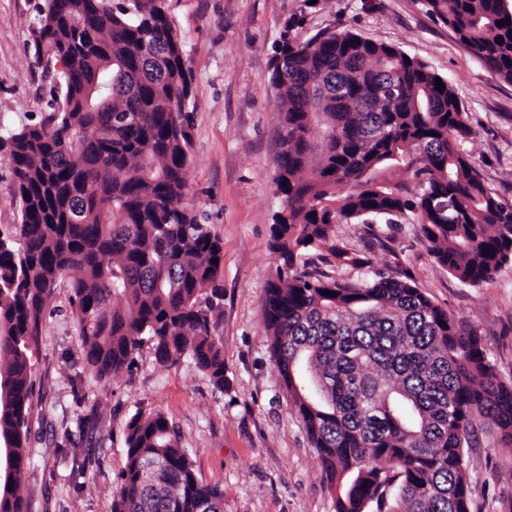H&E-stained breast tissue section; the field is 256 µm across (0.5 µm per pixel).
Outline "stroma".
<instances>
[{
    "instance_id": "stroma-1",
    "label": "stroma",
    "mask_w": 512,
    "mask_h": 512,
    "mask_svg": "<svg viewBox=\"0 0 512 512\" xmlns=\"http://www.w3.org/2000/svg\"><path fill=\"white\" fill-rule=\"evenodd\" d=\"M37 0H0V130L39 123L50 79L32 67L29 25ZM194 77L185 201L224 243V301L216 333L227 388L213 389L188 361L135 365L109 377L84 361L67 282L50 303L32 358L27 512H112L126 464L127 423L163 412L180 431L200 481L224 491V512H336L335 495L305 429L279 386L262 300L276 259L269 227L280 114L269 83L281 34L304 40L348 30L394 45L453 87L473 135L467 144L485 184L512 205V82L499 77L430 15L425 0H167ZM336 245L375 268L407 274L434 304L477 329L502 381L512 382V264L473 287L429 252L413 216L394 224L336 225ZM469 512L512 507V445L482 431L467 451Z\"/></svg>"
}]
</instances>
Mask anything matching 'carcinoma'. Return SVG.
<instances>
[{"label":"carcinoma","mask_w":512,"mask_h":512,"mask_svg":"<svg viewBox=\"0 0 512 512\" xmlns=\"http://www.w3.org/2000/svg\"><path fill=\"white\" fill-rule=\"evenodd\" d=\"M44 0L33 66L50 74L43 120L0 135L21 222L0 233V512H24L33 351L60 281L86 364L106 377L145 344L187 357L226 389L215 335L224 248L184 205L193 75L166 0ZM470 53L512 81V13L502 0H426ZM65 61L58 71L54 63ZM401 49L349 31L283 38L270 84L283 115L280 207L266 284L270 360L315 448L336 512H469L465 449L494 425L512 444V383L482 337L409 278L355 279L308 268L328 248L339 269L371 267L332 241L343 222L412 214L437 262L479 286L512 262V206L464 149L472 130L455 91ZM320 137L312 139L313 129ZM412 172L414 186L393 180ZM450 200L443 211L438 203ZM112 512H224L160 411L129 419Z\"/></svg>","instance_id":"carcinoma-1"}]
</instances>
